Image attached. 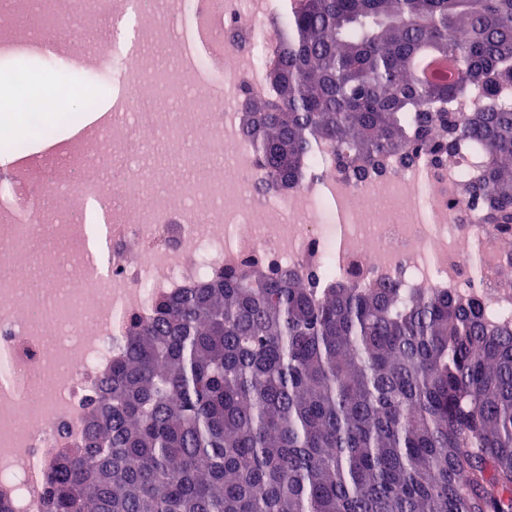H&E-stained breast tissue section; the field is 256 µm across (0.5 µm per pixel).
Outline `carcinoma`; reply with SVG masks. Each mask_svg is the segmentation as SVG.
Segmentation results:
<instances>
[{
    "instance_id": "cac0c4a2",
    "label": "carcinoma",
    "mask_w": 512,
    "mask_h": 512,
    "mask_svg": "<svg viewBox=\"0 0 512 512\" xmlns=\"http://www.w3.org/2000/svg\"><path fill=\"white\" fill-rule=\"evenodd\" d=\"M280 40L241 118L269 180L303 184L323 141L345 171L475 141L463 195L512 238V0H303ZM19 67L36 100L68 78ZM127 336L43 512H512V325L477 301L228 268Z\"/></svg>"
}]
</instances>
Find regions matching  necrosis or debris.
I'll return each mask as SVG.
<instances>
[{"label":"necrosis or debris","instance_id":"necrosis-or-debris-1","mask_svg":"<svg viewBox=\"0 0 512 512\" xmlns=\"http://www.w3.org/2000/svg\"><path fill=\"white\" fill-rule=\"evenodd\" d=\"M192 5L212 34L209 52L169 71L182 95L173 112H151L132 126L133 112L155 90L144 59L120 60L121 91L111 123L63 142L58 154L27 157L0 179V498L12 512H41L46 493L40 471L62 449L79 444L81 409L97 399L103 375L126 346L124 325L146 317L158 296L215 282L224 268L253 267L272 274L303 273L315 288L343 280L360 286L394 281L411 290L445 288L476 296L491 321L512 322V246L496 226L477 221L460 192L480 171L477 144L422 174L390 154L358 175L341 171L334 152L316 149L314 179L296 190L261 188L244 136L239 104L265 99V71L281 54L273 26L288 21V0H0V58L18 60L29 42L16 17L53 9L70 23L48 62L67 65L96 57L85 73L106 79L111 70V22L132 17L140 41L181 49L173 15ZM223 87V100L212 96ZM178 129V162L164 167L139 160L134 129ZM110 171L112 229L105 276L87 248L90 225L80 217L96 170ZM51 192L53 211L34 208L28 194ZM52 239L60 253H44L60 277L34 280L30 243ZM52 384L47 406L32 412L30 392Z\"/></svg>","mask_w":512,"mask_h":512}]
</instances>
